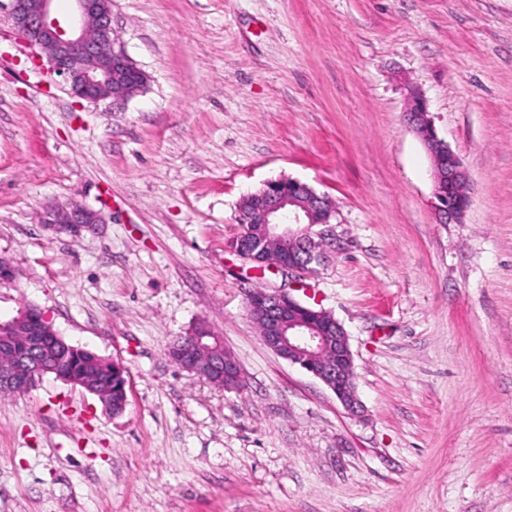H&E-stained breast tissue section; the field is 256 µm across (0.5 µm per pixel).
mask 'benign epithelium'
<instances>
[{
  "label": "benign epithelium",
  "instance_id": "7a95c632",
  "mask_svg": "<svg viewBox=\"0 0 512 512\" xmlns=\"http://www.w3.org/2000/svg\"><path fill=\"white\" fill-rule=\"evenodd\" d=\"M15 29L28 48L33 61L63 78L72 95L89 102L112 99L122 102L141 91L148 76L115 47L112 40L110 0H74L76 9L62 21L54 15L55 0H9ZM408 125L419 135L434 162L435 208L442 223L459 220L467 206L442 205L447 193L459 189L465 193L468 176L459 157L441 139L432 124L424 96L414 88L407 89ZM335 214L329 199L309 185L289 178L264 184L253 193L252 205L239 210L240 237L247 245L236 250L242 259L257 263L264 250L255 245L287 241L298 251L294 260L284 262L271 258L265 266L290 275L300 283L313 272L311 264L320 259L319 241L328 236L326 226ZM101 211L81 204L45 207L42 223L56 234H75L89 224H102ZM248 313L257 315L265 324L263 342L276 354L299 366L326 385L344 408L357 414L362 405L354 386L353 354L343 326L325 311L316 312L320 321H310L294 312L299 300L283 289L258 290L248 298ZM27 339L25 352L0 366V393H22L46 375L73 386H79L112 408V395L98 386V372L90 364L65 372L50 366L54 357L51 344L60 340L49 318L34 307H22L16 315L0 319V351H13V336ZM192 344L181 350L180 366L226 389L242 384V370L229 352L219 353L205 341V336L192 332ZM333 351L323 363L314 357Z\"/></svg>",
  "mask_w": 512,
  "mask_h": 512
}]
</instances>
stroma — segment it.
Segmentation results:
<instances>
[{
    "instance_id": "obj_1",
    "label": "stroma",
    "mask_w": 512,
    "mask_h": 512,
    "mask_svg": "<svg viewBox=\"0 0 512 512\" xmlns=\"http://www.w3.org/2000/svg\"><path fill=\"white\" fill-rule=\"evenodd\" d=\"M148 76L77 101L0 8V318L44 311L127 371L123 413L54 376L0 396V512H512V0H111ZM461 158L440 223L406 86ZM292 178L336 214L309 305L346 329L364 406L262 341L282 276L228 246ZM50 203L102 210L57 235ZM206 325L244 385L174 364Z\"/></svg>"
}]
</instances>
